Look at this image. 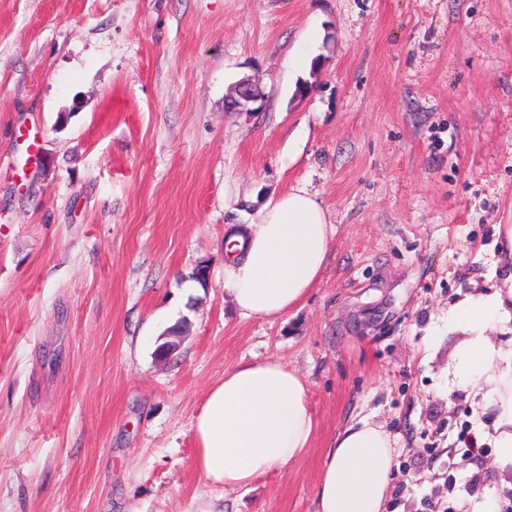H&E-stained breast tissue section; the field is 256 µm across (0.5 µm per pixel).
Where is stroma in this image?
Segmentation results:
<instances>
[{"label": "stroma", "instance_id": "stroma-1", "mask_svg": "<svg viewBox=\"0 0 512 512\" xmlns=\"http://www.w3.org/2000/svg\"><path fill=\"white\" fill-rule=\"evenodd\" d=\"M243 79L259 111H225ZM294 188L336 229L321 279L242 318L224 237ZM500 224L512 0H0V512H314L358 415L396 441L385 512H512V464L463 442L494 416L448 323L497 283ZM267 358L304 376L316 433L228 499L192 421Z\"/></svg>", "mask_w": 512, "mask_h": 512}]
</instances>
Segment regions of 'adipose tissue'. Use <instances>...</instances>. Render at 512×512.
<instances>
[{"label": "adipose tissue", "mask_w": 512, "mask_h": 512, "mask_svg": "<svg viewBox=\"0 0 512 512\" xmlns=\"http://www.w3.org/2000/svg\"><path fill=\"white\" fill-rule=\"evenodd\" d=\"M334 228L323 208L297 189L270 198L258 221L231 230L224 244L228 290L241 317L279 318L318 284ZM499 279L489 293L461 300L448 315L468 339L459 348L456 376L493 411L497 458L512 463V348L494 345L486 331L512 324V224L497 227ZM316 429L305 378L277 359L242 363L212 385L193 421L195 466L225 495L248 489L310 448ZM394 441L364 416L337 432L324 451L315 512H383L391 488Z\"/></svg>", "instance_id": "obj_1"}]
</instances>
